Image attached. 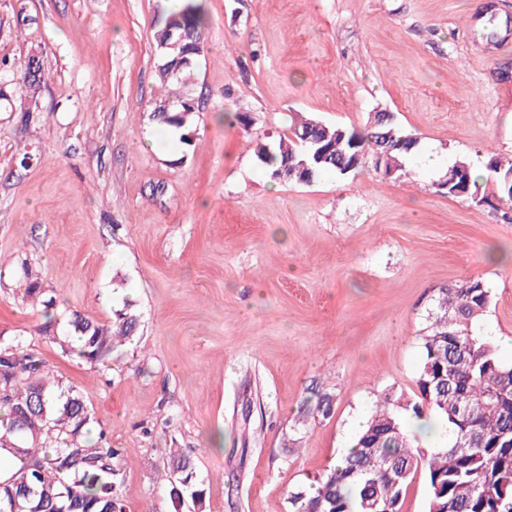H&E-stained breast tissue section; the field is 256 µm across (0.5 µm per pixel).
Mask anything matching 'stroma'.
<instances>
[{"label": "stroma", "mask_w": 512, "mask_h": 512, "mask_svg": "<svg viewBox=\"0 0 512 512\" xmlns=\"http://www.w3.org/2000/svg\"><path fill=\"white\" fill-rule=\"evenodd\" d=\"M169 4L0 0V61L49 75L0 100V335L82 396L119 451L125 512H188L159 482L172 448L207 512H289L357 415L417 399L439 289L484 282L475 328L512 362L506 206L486 184L446 196L419 156L479 172L512 156V0H206L187 146L149 118ZM379 110L418 140L396 179L275 185L252 150L301 113L360 130ZM27 266L57 301L54 339L23 297ZM127 302L137 337L110 367L63 353L67 312L107 323ZM312 387L332 394L329 417L303 416Z\"/></svg>", "instance_id": "35a3bbf8"}]
</instances>
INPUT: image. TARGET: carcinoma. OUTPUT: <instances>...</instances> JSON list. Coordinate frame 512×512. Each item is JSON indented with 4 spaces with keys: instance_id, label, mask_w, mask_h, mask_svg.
<instances>
[{
    "instance_id": "1",
    "label": "carcinoma",
    "mask_w": 512,
    "mask_h": 512,
    "mask_svg": "<svg viewBox=\"0 0 512 512\" xmlns=\"http://www.w3.org/2000/svg\"><path fill=\"white\" fill-rule=\"evenodd\" d=\"M205 11L201 0H177L154 25L159 82L168 87L150 119L186 131L199 104L184 92L194 61L203 52ZM18 83L41 85L45 72L34 59L16 67ZM417 138L399 126L391 112L372 113L367 129L357 132L311 118H300L291 136L271 144L257 140L254 153L270 174L288 168L283 182L304 183L322 172L354 173L390 148L388 164L404 170ZM487 176L499 201L512 202V160L492 158ZM447 196L470 193V164L459 159L448 167ZM26 296L48 312L38 275L27 273ZM491 301L480 280L442 289L434 299L430 324L422 336L417 377L419 400L390 396L371 412L367 427L315 486L289 494L290 512H400L414 474L424 468L427 512H512V363L503 362L493 342L471 326ZM138 317L128 309L101 324L73 312L70 337L81 346L71 353L93 369L109 367L117 342L134 340ZM322 416L332 397L316 393L305 404ZM429 411L447 421V446L425 450L411 436L403 415L420 419ZM94 417L84 400L66 388L46 361L21 336H0V462L16 458L22 466L0 475V512H125L117 494L122 474L114 464L118 450L103 433L87 437ZM166 488L172 499L184 497L206 512L202 483L186 456L170 452Z\"/></svg>"
}]
</instances>
